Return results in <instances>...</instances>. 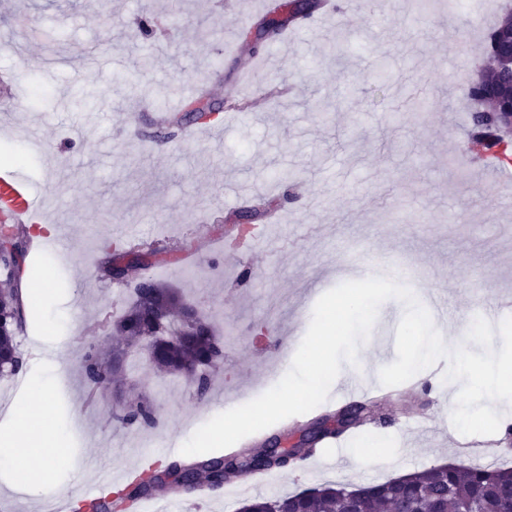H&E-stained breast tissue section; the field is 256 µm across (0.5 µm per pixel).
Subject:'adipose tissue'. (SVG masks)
<instances>
[{
    "label": "adipose tissue",
    "instance_id": "adipose-tissue-1",
    "mask_svg": "<svg viewBox=\"0 0 512 512\" xmlns=\"http://www.w3.org/2000/svg\"><path fill=\"white\" fill-rule=\"evenodd\" d=\"M54 380L35 381L29 402L9 433L0 434V471L25 490L54 488L69 466L64 441L50 425Z\"/></svg>",
    "mask_w": 512,
    "mask_h": 512
}]
</instances>
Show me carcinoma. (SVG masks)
Wrapping results in <instances>:
<instances>
[{
  "instance_id": "carcinoma-1",
  "label": "carcinoma",
  "mask_w": 512,
  "mask_h": 512,
  "mask_svg": "<svg viewBox=\"0 0 512 512\" xmlns=\"http://www.w3.org/2000/svg\"><path fill=\"white\" fill-rule=\"evenodd\" d=\"M320 6L321 0H308L306 4L282 0L279 11L265 17L259 30L270 37L276 36L288 24L309 17ZM511 34L512 16L488 34L485 54L493 55ZM497 61L501 69L492 72L489 78L475 81L469 90L477 104L471 115V136L473 141L488 148H497L501 142L495 113L512 112V83L508 81L512 64L503 56L497 57ZM6 239L17 241L19 255L0 258V270L4 272L0 281V351L7 356L0 364V375H16L23 368L16 337L26 324L19 276L28 246L22 229ZM151 256L141 245L117 248L103 271L111 277H119L133 267L146 271L152 265ZM188 305L172 287L149 274L142 277L134 287L132 301L112 322V354H103L92 347L83 357L82 372L91 388H107L123 373L128 356L144 344L152 368L183 378L197 399H207L214 376L222 371V367L212 364L219 336L210 318L198 309L188 310ZM114 418L123 426L141 427H152L157 420L154 404L148 399L122 403ZM363 424L364 421L356 419L333 432L323 431L313 445L303 449L300 461L311 458L316 445L326 443L330 434L344 435ZM260 456L264 458L266 470L281 469L272 453L260 443L240 452L182 464L186 475L182 489L191 492L205 485L217 490L249 469L260 473L262 469L253 464ZM161 472L158 466L143 471L126 488L116 492V506L126 509L138 499L150 496L153 487L142 482L143 476L149 473L157 476ZM356 497L362 500L367 512H512V467L441 464L395 480L357 487L326 484L314 488L311 494L302 489L271 497L259 495L243 502L238 512H350Z\"/></svg>"
}]
</instances>
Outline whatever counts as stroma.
I'll list each match as a JSON object with an SVG mask.
<instances>
[{
  "mask_svg": "<svg viewBox=\"0 0 512 512\" xmlns=\"http://www.w3.org/2000/svg\"><path fill=\"white\" fill-rule=\"evenodd\" d=\"M411 2L353 0L348 15L319 10L255 42L264 0H0V174L5 161L19 160L33 201L24 230L35 236L42 225L65 226L69 254L61 262L29 253L18 337L25 365L0 377V424L46 369L40 350L57 348L51 425L74 457L59 475L64 493L82 496L102 470L124 487L137 455L165 443L176 453L161 465L186 462L180 448L200 426L259 397L290 369L295 347L254 344L257 329L299 335L318 299L346 282L364 255L404 264L422 306L431 292L446 298L448 322L504 320L491 302L512 290V194L497 182L512 174V161L481 167L471 156L468 89L505 10H488V0H431L419 14ZM147 16L156 22L149 37L140 32ZM337 43L342 69L330 52ZM98 48L112 73L76 64ZM272 85L284 96L268 98ZM204 91L247 95L254 107L192 141L161 136L158 110L182 111L185 95ZM34 126L36 147L28 142ZM259 196L288 213L287 223L268 227L275 248L210 251L225 217ZM130 232L154 252L151 274L233 338L207 401L156 375L142 352L118 394L89 395L83 355L91 345L111 349L112 320L140 276L133 268L126 280L106 277L104 248L124 244ZM187 252L202 256L192 276L179 261ZM47 263L51 290L36 313L35 272ZM404 312L396 299L380 306L357 364L341 365L331 408L347 404L345 384L379 385L381 368L396 359ZM413 381L395 401L379 402L343 447L321 448L262 486L212 491L208 507L184 502L181 512H237L257 495L488 464L472 436L453 426L442 374L426 369ZM142 395L153 401L157 425H119L116 398ZM374 443L382 455L356 456Z\"/></svg>",
  "mask_w": 512,
  "mask_h": 512,
  "instance_id": "35a3bbf8",
  "label": "stroma"
}]
</instances>
